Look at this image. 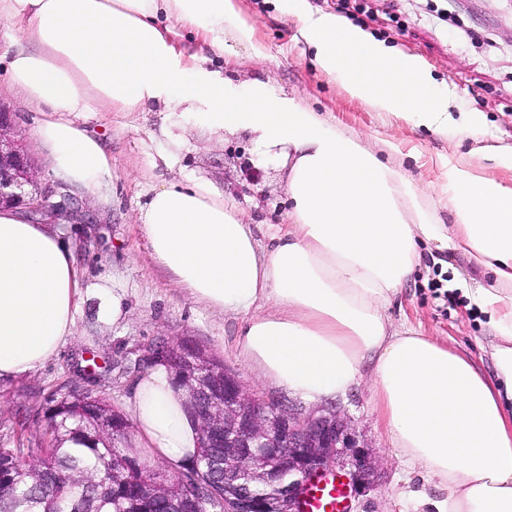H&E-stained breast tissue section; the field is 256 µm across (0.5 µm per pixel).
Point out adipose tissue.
<instances>
[{"label": "adipose tissue", "instance_id": "1", "mask_svg": "<svg viewBox=\"0 0 512 512\" xmlns=\"http://www.w3.org/2000/svg\"><path fill=\"white\" fill-rule=\"evenodd\" d=\"M323 73L351 97L429 129L448 126L451 98L432 91L422 61L332 13L289 0ZM22 22L6 60L12 85L48 118L38 129L63 179L92 190L110 160L70 113H173L205 108L217 136L246 133L263 165L287 169L288 212L260 248L239 207L203 180L153 188L141 224L150 256L195 302L244 315L239 344L263 379L308 400L345 394L370 368L381 425L437 477L433 512H512V189L467 167L448 168L452 225L419 201L411 181L300 100L253 81L239 91L207 66L233 45L265 47L237 0H0V20ZM207 52L184 55L173 23ZM459 251L494 274L473 301L491 310L501 343L496 376L469 356L408 330L384 305L422 261L420 245ZM79 283L72 254L49 224L0 211V381L35 371L75 335ZM272 310L255 314V307ZM128 411L149 459L189 463L199 431L171 371L155 365Z\"/></svg>", "mask_w": 512, "mask_h": 512}]
</instances>
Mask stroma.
<instances>
[{
  "label": "stroma",
  "mask_w": 512,
  "mask_h": 512,
  "mask_svg": "<svg viewBox=\"0 0 512 512\" xmlns=\"http://www.w3.org/2000/svg\"><path fill=\"white\" fill-rule=\"evenodd\" d=\"M366 12L350 0H307L314 13H335L369 31L386 45L419 57L437 89L448 91L454 121L446 133L416 127L402 118L373 110L351 98L318 68L314 49L300 36L298 19L283 0H239L256 37L267 48L265 59L244 48L213 60L239 88L267 82L274 93L301 100L332 126L358 138L382 161L398 166L434 207L442 223L453 215L441 187L443 161L474 167L483 177L512 188V165H500L496 152L512 151V0H365ZM0 106L15 116L16 131L29 149L41 184L51 186L62 206L58 228L69 242L79 281L76 333L43 367L0 382V448L45 439L38 413L52 395L80 385L126 411L145 371L137 365L162 341L185 340L220 360L250 392L307 414L321 403L289 395L263 380L237 343L242 318L219 314L195 303L153 263L139 222L152 188L170 181L203 178L237 203L252 224L259 246H267L272 225L281 223L288 189L285 170L263 168L251 177L241 167L251 153L247 137L209 134L201 114L183 117L184 145L178 160H161L168 143L161 132L170 121L162 105L143 112H83L75 121L97 139L111 160L109 178L93 192L73 185L54 171L36 133L43 119L0 75ZM484 118L483 132L458 131L467 113ZM423 263L386 304L384 314L399 331L415 330L468 355L494 373V333L488 313L466 296L469 288H492V275L470 264L459 252L422 245ZM108 285L121 299L124 317L104 315L97 293ZM444 296H436V286ZM344 414L361 445L377 460L370 488L351 498V512H422V498L443 490L437 478L404 457L377 421L372 381L363 376L346 395L330 401Z\"/></svg>",
  "instance_id": "obj_1"
}]
</instances>
